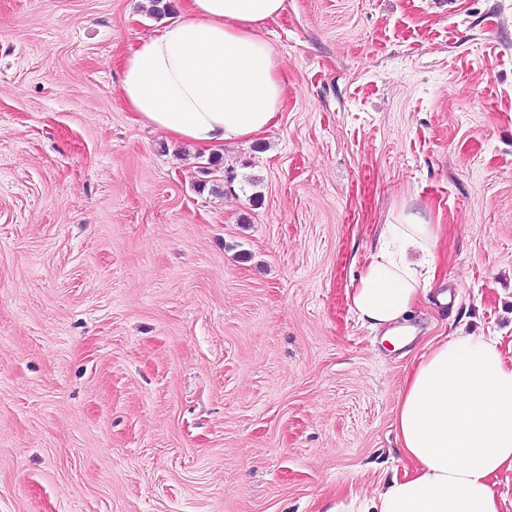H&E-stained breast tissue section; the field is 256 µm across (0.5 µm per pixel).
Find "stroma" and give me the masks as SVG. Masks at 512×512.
I'll list each match as a JSON object with an SVG mask.
<instances>
[{
	"label": "stroma",
	"instance_id": "stroma-1",
	"mask_svg": "<svg viewBox=\"0 0 512 512\" xmlns=\"http://www.w3.org/2000/svg\"><path fill=\"white\" fill-rule=\"evenodd\" d=\"M166 2L0 0V512H334L427 343L512 357V0H285L281 118L215 155L119 95ZM402 212L396 351L347 290Z\"/></svg>",
	"mask_w": 512,
	"mask_h": 512
}]
</instances>
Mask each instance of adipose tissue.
<instances>
[{"label":"adipose tissue","mask_w":512,"mask_h":512,"mask_svg":"<svg viewBox=\"0 0 512 512\" xmlns=\"http://www.w3.org/2000/svg\"><path fill=\"white\" fill-rule=\"evenodd\" d=\"M285 0H187L182 15L126 55L120 95L137 121L197 147L254 140L277 126L285 83L262 35ZM440 227L417 214L384 225L381 245L347 291L363 325L394 339L423 293ZM410 471L363 512H499L493 480L512 470V360L494 336L428 344L395 415Z\"/></svg>","instance_id":"ef3b65f1"}]
</instances>
